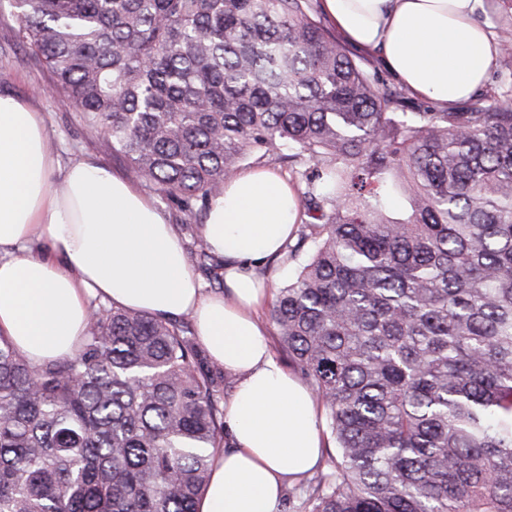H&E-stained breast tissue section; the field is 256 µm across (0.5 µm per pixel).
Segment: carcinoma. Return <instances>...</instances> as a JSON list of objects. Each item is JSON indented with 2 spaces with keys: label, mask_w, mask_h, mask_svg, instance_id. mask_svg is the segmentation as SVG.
Returning <instances> with one entry per match:
<instances>
[{
  "label": "carcinoma",
  "mask_w": 512,
  "mask_h": 512,
  "mask_svg": "<svg viewBox=\"0 0 512 512\" xmlns=\"http://www.w3.org/2000/svg\"><path fill=\"white\" fill-rule=\"evenodd\" d=\"M11 6L18 44L184 224L249 158L305 184L270 318L340 461L301 483L303 512H512V87L407 112L313 0ZM233 384L186 318L99 304L40 366L0 337V512H197Z\"/></svg>",
  "instance_id": "1"
}]
</instances>
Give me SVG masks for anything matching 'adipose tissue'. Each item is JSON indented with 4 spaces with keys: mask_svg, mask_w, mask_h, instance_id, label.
Here are the masks:
<instances>
[{
    "mask_svg": "<svg viewBox=\"0 0 512 512\" xmlns=\"http://www.w3.org/2000/svg\"><path fill=\"white\" fill-rule=\"evenodd\" d=\"M483 0H322L350 42L380 55L413 94L451 106L483 88L502 52L477 20ZM41 113L0 94V335L32 364L75 353L100 299L165 320L190 316L212 362L236 380L231 446L198 512H278L289 476L317 465L318 402L265 337L270 292L252 275L279 254L300 212L272 170L239 171L209 206L203 242L224 257L227 292L205 291L155 203L93 160L56 178Z\"/></svg>",
    "mask_w": 512,
    "mask_h": 512,
    "instance_id": "ef3b65f1",
    "label": "adipose tissue"
}]
</instances>
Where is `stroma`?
<instances>
[{
	"mask_svg": "<svg viewBox=\"0 0 512 512\" xmlns=\"http://www.w3.org/2000/svg\"><path fill=\"white\" fill-rule=\"evenodd\" d=\"M16 27L9 0H0V93L13 95L41 112L60 168L89 158L130 178L127 165L86 129L79 112L61 94L52 91L49 72L16 42Z\"/></svg>",
	"mask_w": 512,
	"mask_h": 512,
	"instance_id": "1",
	"label": "stroma"
}]
</instances>
